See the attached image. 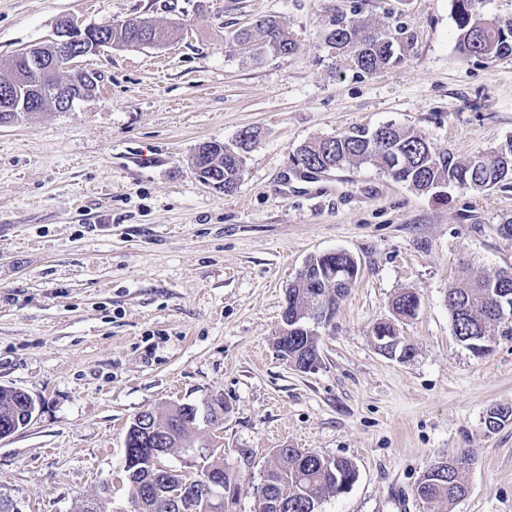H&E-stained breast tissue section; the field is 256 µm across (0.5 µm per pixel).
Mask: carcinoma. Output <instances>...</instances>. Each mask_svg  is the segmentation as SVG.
Returning a JSON list of instances; mask_svg holds the SVG:
<instances>
[{
    "label": "carcinoma",
    "instance_id": "cac0c4a2",
    "mask_svg": "<svg viewBox=\"0 0 512 512\" xmlns=\"http://www.w3.org/2000/svg\"><path fill=\"white\" fill-rule=\"evenodd\" d=\"M460 52L489 60L512 56V19L487 18L476 10L477 0H452ZM99 34L106 41L133 43L152 36V31L131 25L127 21L106 23ZM241 45H249L260 52L289 55L297 48L273 18H264L253 30L236 35ZM329 48L336 55L347 59L359 71L372 74L392 63L404 59L413 44V36L401 24L387 31L376 32L365 23L351 20L336 25L326 36ZM10 77H23L29 88L28 99L50 106L40 92L57 89L63 84L60 77L48 79L41 68L20 55L7 62ZM297 158L309 165L329 169L371 164L390 175L394 180L424 194L436 195L450 186L475 192H485L512 184V141L493 150L479 152L466 161H457L448 152L435 150L422 137L392 125L379 126L369 131L358 129L335 137L333 146L323 138L309 142L298 150ZM193 168L206 165V172L224 176V183L237 185L243 160H235L217 147L201 161L192 158ZM336 264V271L350 272L357 277L356 259L345 251L334 256L311 258L312 272L323 273L328 262ZM506 272L475 278H463L461 286L448 292V310L453 333L460 336L464 345H481L482 338L491 335L493 328L503 320H512V279L504 278ZM327 280L311 282L298 277L286 290L288 318L299 321L288 325V337L277 338L275 348L288 363H301L312 354V341L308 340L309 325L301 316L306 302L312 295L323 294ZM419 307L417 294L407 291L393 302L399 321L412 318ZM25 394L16 388L0 390V433L17 430L28 425L23 411ZM224 410V400L218 399L206 406L205 411L193 404H181L164 411L139 412L142 426L127 431L123 471L131 489L133 512H170L165 502V491L179 480L189 479L202 485L209 478H217L213 488L217 494L234 484V478L224 470V457L215 449H208L198 456L201 473L192 476L167 468V454L154 456L152 450L165 448L168 454L180 450L182 442L196 441L195 425L199 416H213ZM512 420V406L497 405L487 412L485 422L497 428ZM472 465V458L465 452L442 458L430 465L415 487L416 496L430 504L453 503L465 495V475ZM356 479V468L344 458H331L315 452H302L298 448H277L266 470L263 485L256 500L254 512H311L324 497L342 493V487L351 486ZM286 497V507L276 510L274 503Z\"/></svg>",
    "mask_w": 512,
    "mask_h": 512
}]
</instances>
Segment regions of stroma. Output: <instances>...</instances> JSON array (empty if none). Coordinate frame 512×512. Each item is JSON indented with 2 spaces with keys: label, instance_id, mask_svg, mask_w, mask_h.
Wrapping results in <instances>:
<instances>
[{
  "label": "stroma",
  "instance_id": "obj_1",
  "mask_svg": "<svg viewBox=\"0 0 512 512\" xmlns=\"http://www.w3.org/2000/svg\"><path fill=\"white\" fill-rule=\"evenodd\" d=\"M275 17L297 43L254 60L236 31ZM148 19L162 46L73 60L98 77L71 112L0 126V386L34 400L0 439V495L21 512H128L121 470L133 417L223 398L200 426L236 478L224 512H253L273 449L345 458L355 483L320 512H512V331L478 355L453 334L445 297L463 272L512 270V189L421 194L364 164L313 176L304 143L391 124L463 160L512 140V57L456 46L451 0H0V63L55 36ZM414 36L400 63L365 74L326 47L340 19ZM257 138L237 187L197 177L205 141ZM345 251L358 277L319 327L320 363L302 372L274 348L286 290L310 257ZM416 292L400 322L409 359L378 352L371 329ZM473 465L452 505L416 497L435 461Z\"/></svg>",
  "mask_w": 512,
  "mask_h": 512
}]
</instances>
